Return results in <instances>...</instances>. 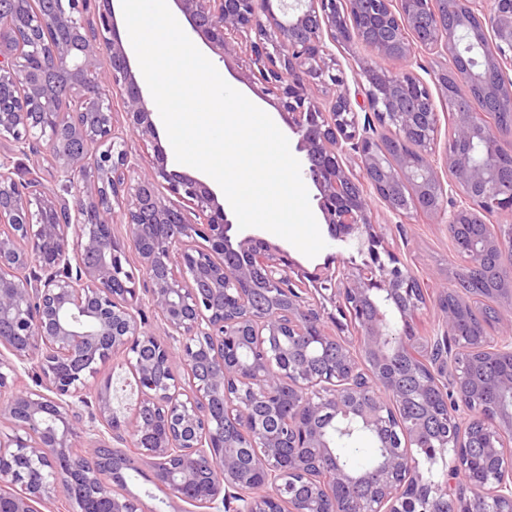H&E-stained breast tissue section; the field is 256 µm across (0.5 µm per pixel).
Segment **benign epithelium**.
<instances>
[{"mask_svg":"<svg viewBox=\"0 0 512 512\" xmlns=\"http://www.w3.org/2000/svg\"><path fill=\"white\" fill-rule=\"evenodd\" d=\"M278 2L174 0L220 59L246 51L254 92L275 96L298 135L331 235L368 251L362 267L295 269L284 250L233 234L204 181L168 168L111 0H0V141L36 162L0 161V390L15 389L0 407L12 430L0 436V512H36L60 490L71 512H141L109 486L132 462L202 512H442L475 437L487 470L457 486L455 512H512V372L488 411L468 370L512 346L448 341L473 303L456 292L438 303L435 333L417 334L423 288L372 205L400 224L423 213L446 225L470 269L512 248L502 135L487 120L489 107L512 112V0ZM352 43L392 64L362 67L354 91L333 52ZM318 85L332 91L326 107ZM130 135L153 155L131 161ZM328 302L354 338L329 330ZM119 355L137 390L123 416L112 380L93 387ZM400 355L417 419L405 417ZM20 364L36 387L19 386ZM343 423L373 437L374 470L338 459ZM450 448L443 480L424 475L420 461Z\"/></svg>","mask_w":512,"mask_h":512,"instance_id":"benign-epithelium-1","label":"benign epithelium"}]
</instances>
